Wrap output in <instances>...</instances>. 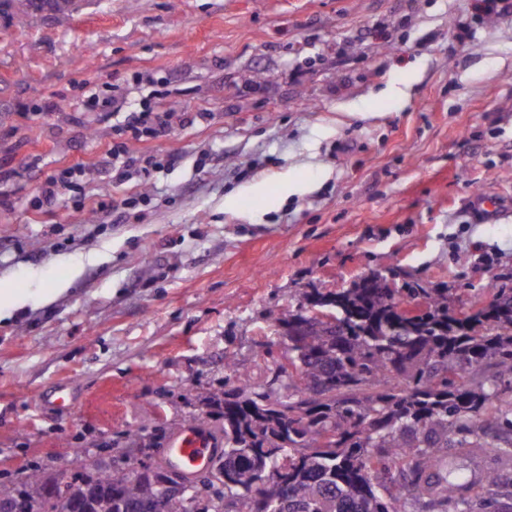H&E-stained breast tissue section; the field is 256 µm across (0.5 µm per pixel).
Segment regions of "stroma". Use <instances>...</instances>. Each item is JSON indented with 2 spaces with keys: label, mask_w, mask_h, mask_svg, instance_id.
<instances>
[{
  "label": "stroma",
  "mask_w": 512,
  "mask_h": 512,
  "mask_svg": "<svg viewBox=\"0 0 512 512\" xmlns=\"http://www.w3.org/2000/svg\"><path fill=\"white\" fill-rule=\"evenodd\" d=\"M476 5L79 0L62 21L0 19V289L16 298L0 314V486L76 470L85 448L115 465L130 430L217 426L203 400L227 356L271 380L268 314L303 292L390 267L455 308L512 288V15ZM92 93L180 113L169 137L128 143L174 165L118 178L101 155L128 111H79ZM77 163L86 208L35 213L38 186ZM131 195L125 220L96 214ZM59 384L72 403L40 408Z\"/></svg>",
  "instance_id": "1"
}]
</instances>
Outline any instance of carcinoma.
Masks as SVG:
<instances>
[{
    "instance_id": "obj_1",
    "label": "carcinoma",
    "mask_w": 512,
    "mask_h": 512,
    "mask_svg": "<svg viewBox=\"0 0 512 512\" xmlns=\"http://www.w3.org/2000/svg\"><path fill=\"white\" fill-rule=\"evenodd\" d=\"M48 11L58 19L76 0H0V16ZM373 271L352 287L303 293L271 313L295 364L256 384L235 382L206 397L223 420L224 486L212 484L202 512H473L475 488L498 487L512 473V288H492L487 305L450 306L448 289L386 288ZM426 309L401 308V294ZM332 307L343 325L311 318ZM494 458L497 468L465 474L458 461ZM58 483L36 467L22 488L0 489V512H194L164 496L152 476L115 467Z\"/></svg>"
}]
</instances>
